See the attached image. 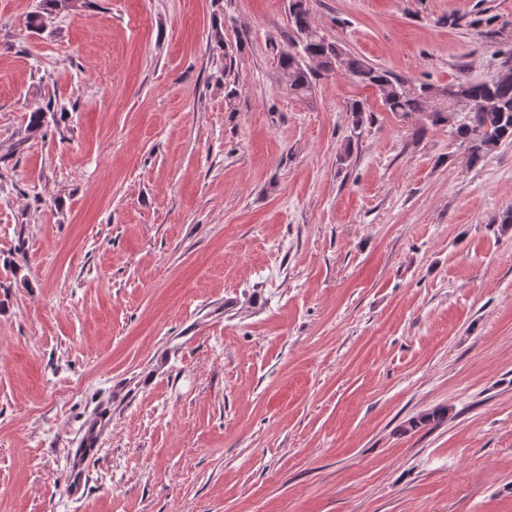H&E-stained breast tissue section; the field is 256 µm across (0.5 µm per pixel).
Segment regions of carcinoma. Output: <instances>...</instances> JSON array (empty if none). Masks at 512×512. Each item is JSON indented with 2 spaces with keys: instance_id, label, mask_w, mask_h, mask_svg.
Returning <instances> with one entry per match:
<instances>
[{
  "instance_id": "cac0c4a2",
  "label": "carcinoma",
  "mask_w": 512,
  "mask_h": 512,
  "mask_svg": "<svg viewBox=\"0 0 512 512\" xmlns=\"http://www.w3.org/2000/svg\"><path fill=\"white\" fill-rule=\"evenodd\" d=\"M79 7V0H40L37 10L26 16V27L38 33L43 28L44 15ZM289 22L299 38L295 43L298 50L280 58L290 92L305 96L311 92L317 76L341 72L373 88L387 111L404 117L416 115L425 127L448 128L466 146L473 163L495 148L512 143V64H503L496 80L482 82L460 77L438 92L426 86L412 89L390 71L368 64L313 30L307 0H290ZM433 94L446 98L448 106L426 110L425 101ZM349 112L355 130L371 121L360 101L352 102Z\"/></svg>"
}]
</instances>
